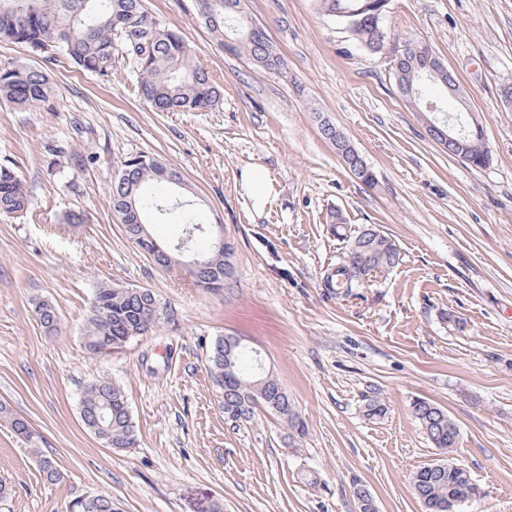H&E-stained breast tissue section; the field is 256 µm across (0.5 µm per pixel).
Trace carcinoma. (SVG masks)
<instances>
[{
  "instance_id": "cac0c4a2",
  "label": "carcinoma",
  "mask_w": 512,
  "mask_h": 512,
  "mask_svg": "<svg viewBox=\"0 0 512 512\" xmlns=\"http://www.w3.org/2000/svg\"><path fill=\"white\" fill-rule=\"evenodd\" d=\"M319 9L334 18L361 46L380 52L386 40L377 30L386 11L384 0H318ZM198 14L224 51L247 57L257 67L284 70L285 61L267 37L256 29L244 9L227 7V0H197ZM26 46L30 53L51 63L61 55L81 69L104 80L112 77L116 57L136 74L135 91L139 99L155 112H198L211 110L221 100V91L209 73L195 61L192 48L176 32L163 27L143 9L142 0H0V42ZM401 84H415L421 96L413 98L416 111L430 91L441 86L408 62L399 77ZM55 89L48 74L26 63L11 62L0 69V99L19 108L47 103ZM466 154L469 165L482 168L490 153L482 150L476 137ZM162 163L150 154L128 156L121 164L124 177H115L110 186L113 211L118 217L135 211L142 223L148 216L166 214L160 197L146 191L152 183L165 184L159 167ZM31 206V198L16 167L0 165V218H19ZM178 223L196 227L199 216L191 204L178 205L174 214ZM207 241L203 254L210 266L194 274L195 285L220 291L233 286L234 245L224 246V256L216 257L211 237L199 231ZM401 260L396 241L385 232L367 228L349 244L346 255L327 269L323 284L348 296L363 286L367 270L384 273ZM40 325L48 333L57 331L59 316L55 305L39 301L34 308ZM159 327V306L155 295L146 289L137 293L110 284L94 291L82 336L86 352L97 356L124 348L133 339ZM244 348L230 347L224 339L214 341L208 354L213 380L224 381V416L229 421L251 419L259 409L279 415L302 431L288 393L275 377L262 374L256 363L245 367ZM80 413L87 430L108 447L130 448L137 442L123 388L109 377L89 382L81 399ZM412 414L446 464L442 470L429 466L412 475V487L424 512H457L458 504L475 499L480 487L469 471L456 468L452 457L459 429L448 412L435 403L417 399ZM0 422L7 424L24 442L32 446L40 475L47 484H58L65 473L57 461L35 448L37 436L30 422L0 403Z\"/></svg>"
}]
</instances>
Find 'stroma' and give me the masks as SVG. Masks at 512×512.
<instances>
[{"mask_svg": "<svg viewBox=\"0 0 512 512\" xmlns=\"http://www.w3.org/2000/svg\"><path fill=\"white\" fill-rule=\"evenodd\" d=\"M143 5L220 85L217 108L155 112L123 61L105 81L0 42V64L46 68L58 92L48 108L0 101V164L17 167L33 203L0 219V401L65 473L44 483L0 425V480L13 488L0 512H66L89 493L111 496L114 512H358L356 479L377 512H423L411 476L440 452L412 416L420 398L456 422L455 457L483 491L459 512H512V0H391L390 47L377 54L317 0H245L285 60L281 75L220 49L195 0ZM407 41L456 73L491 151L485 167L448 156L403 101L392 62ZM322 117L363 155L375 188L345 171ZM136 153L178 169L205 222L223 225L236 247L234 288L204 291L126 240L109 187ZM253 166L278 191L259 216L241 188ZM333 209L348 236L372 225L401 251L397 267L348 297L322 286L347 251L326 221ZM72 211L83 223L65 222ZM103 282L152 290L161 322L93 358L82 336ZM39 300L59 312L55 334L35 317ZM448 311L461 328L443 321ZM224 336L259 355L304 432L263 411L225 420L207 367ZM98 376L126 393L133 447L107 448L81 421L82 389ZM369 395L386 415L367 416Z\"/></svg>", "mask_w": 512, "mask_h": 512, "instance_id": "stroma-1", "label": "stroma"}]
</instances>
